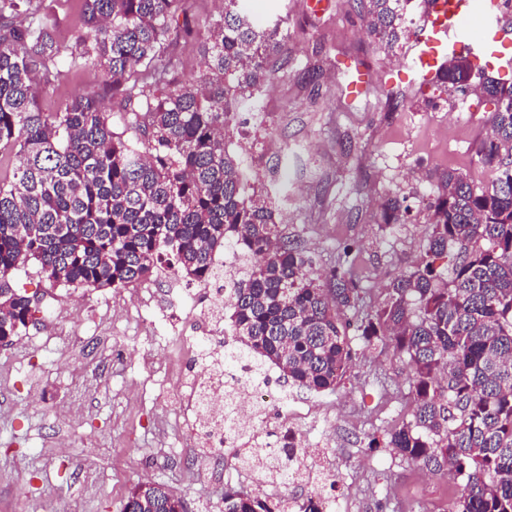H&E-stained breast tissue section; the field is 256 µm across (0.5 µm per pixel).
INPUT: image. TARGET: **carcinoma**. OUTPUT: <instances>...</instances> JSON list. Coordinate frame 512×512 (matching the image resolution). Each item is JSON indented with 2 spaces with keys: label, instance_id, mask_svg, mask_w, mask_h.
Returning <instances> with one entry per match:
<instances>
[{
  "label": "carcinoma",
  "instance_id": "1",
  "mask_svg": "<svg viewBox=\"0 0 512 512\" xmlns=\"http://www.w3.org/2000/svg\"><path fill=\"white\" fill-rule=\"evenodd\" d=\"M190 0H83L94 36L65 50L43 21V0H0V340L33 321V300L9 285L33 261L52 286L135 288L168 269L189 285L214 276L219 254L237 260L224 312L238 345L224 370L265 383L266 364L314 391L344 384L351 335L408 360L412 419L386 430V447L459 482L449 512H512V78H488L464 56L438 86L480 89L497 108L476 155L485 187L448 168L427 204L431 233L419 260L369 304L347 245L317 267L303 239L278 224L269 192L230 151L246 103L285 52L280 23L260 27L246 0H224L203 63L178 76L172 46L191 35ZM370 32L400 40V6L354 0ZM26 13L27 26L15 18ZM95 68L122 113L118 132L87 93L55 112L38 98L72 69ZM396 196L380 221L407 219ZM457 249L442 273L433 258ZM162 484L132 488L130 512H179ZM224 512H275L232 487Z\"/></svg>",
  "mask_w": 512,
  "mask_h": 512
}]
</instances>
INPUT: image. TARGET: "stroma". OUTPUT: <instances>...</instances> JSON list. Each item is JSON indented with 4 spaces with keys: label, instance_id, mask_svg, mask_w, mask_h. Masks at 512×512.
<instances>
[{
    "label": "stroma",
    "instance_id": "stroma-1",
    "mask_svg": "<svg viewBox=\"0 0 512 512\" xmlns=\"http://www.w3.org/2000/svg\"><path fill=\"white\" fill-rule=\"evenodd\" d=\"M254 20L280 21L288 53L247 113L245 139L233 151L252 166L273 197L281 224L301 235L318 266L337 263L356 245L372 300L409 272L431 231L425 205L429 171L455 167L489 183L476 149L485 118L496 108L479 90L455 98L429 86H389L385 75L405 59L406 42L387 48L371 36L352 0H252ZM370 71L376 83L341 105L344 64ZM321 71L310 80V64ZM98 92L115 127L123 120L96 70H74L40 99L55 111L69 99ZM288 164L287 183L273 169ZM405 199L406 223L380 228L381 204ZM135 288L86 291L50 285L35 266L17 271L12 288L33 296L34 323L0 344V512H123L137 484L164 485L191 512H224V488L249 491L243 468L224 459L214 480L188 448V428L174 398L185 350L201 351L205 328L182 311L176 292L198 295L173 272ZM111 299V310L102 302ZM349 379L333 392L277 381L266 427L307 413L304 435L314 450L310 469L324 474L327 512H448L458 485L447 470L422 469L388 448H368L371 425L409 419V368L392 349L354 344ZM390 396H380L377 380Z\"/></svg>",
    "mask_w": 512,
    "mask_h": 512
}]
</instances>
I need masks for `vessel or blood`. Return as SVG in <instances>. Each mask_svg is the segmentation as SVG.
Here are the masks:
<instances>
[{
    "instance_id": "vessel-or-blood-1",
    "label": "vessel or blood",
    "mask_w": 512,
    "mask_h": 512,
    "mask_svg": "<svg viewBox=\"0 0 512 512\" xmlns=\"http://www.w3.org/2000/svg\"><path fill=\"white\" fill-rule=\"evenodd\" d=\"M469 57L480 69L512 76V32L507 29L503 0H422L420 18L413 28L407 66L390 71L392 85L427 86L451 55ZM345 86L349 97L364 94L373 82L371 73L348 65Z\"/></svg>"
}]
</instances>
